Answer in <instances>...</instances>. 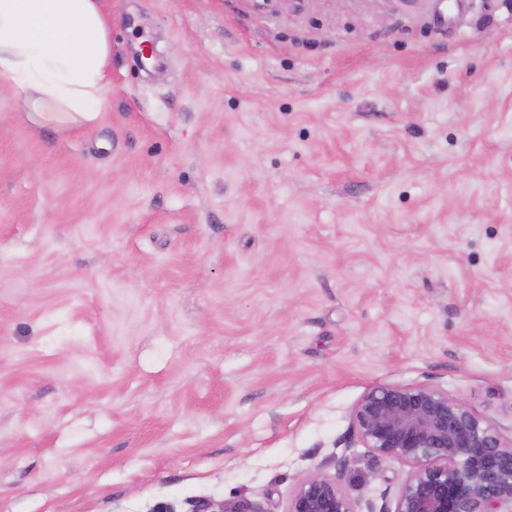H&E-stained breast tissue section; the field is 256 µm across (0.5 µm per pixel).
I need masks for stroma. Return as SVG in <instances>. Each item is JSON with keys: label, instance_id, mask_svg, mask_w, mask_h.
Masks as SVG:
<instances>
[{"label": "stroma", "instance_id": "35a3bbf8", "mask_svg": "<svg viewBox=\"0 0 512 512\" xmlns=\"http://www.w3.org/2000/svg\"><path fill=\"white\" fill-rule=\"evenodd\" d=\"M104 6L95 120L0 90V512H285L380 383L511 438L512 0Z\"/></svg>", "mask_w": 512, "mask_h": 512}]
</instances>
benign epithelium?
<instances>
[{"instance_id": "benign-epithelium-1", "label": "benign epithelium", "mask_w": 512, "mask_h": 512, "mask_svg": "<svg viewBox=\"0 0 512 512\" xmlns=\"http://www.w3.org/2000/svg\"><path fill=\"white\" fill-rule=\"evenodd\" d=\"M352 437L376 455L410 467L394 504L368 512H512V441L464 401L428 384L369 388L351 415ZM351 456L336 457L333 477L297 481L285 512H356L343 481ZM204 512H261L245 500Z\"/></svg>"}]
</instances>
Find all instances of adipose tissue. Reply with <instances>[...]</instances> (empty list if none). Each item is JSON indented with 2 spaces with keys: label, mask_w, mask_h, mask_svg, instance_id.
<instances>
[{
  "label": "adipose tissue",
  "mask_w": 512,
  "mask_h": 512,
  "mask_svg": "<svg viewBox=\"0 0 512 512\" xmlns=\"http://www.w3.org/2000/svg\"><path fill=\"white\" fill-rule=\"evenodd\" d=\"M111 29L102 0H0V88L37 124L94 120L110 86Z\"/></svg>",
  "instance_id": "1"
}]
</instances>
